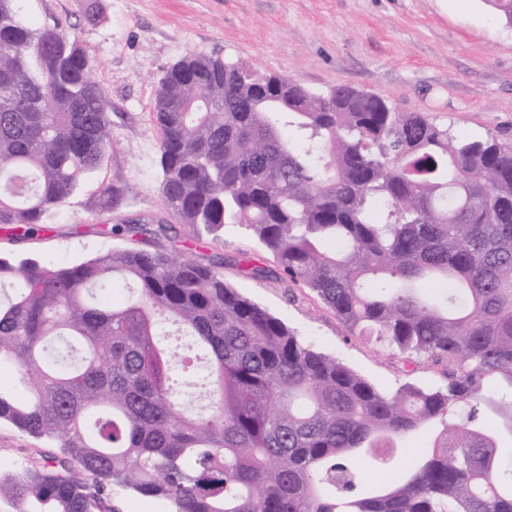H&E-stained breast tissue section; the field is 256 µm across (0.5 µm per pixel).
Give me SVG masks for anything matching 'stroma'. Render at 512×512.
Segmentation results:
<instances>
[{
    "label": "stroma",
    "instance_id": "obj_1",
    "mask_svg": "<svg viewBox=\"0 0 512 512\" xmlns=\"http://www.w3.org/2000/svg\"><path fill=\"white\" fill-rule=\"evenodd\" d=\"M30 24L77 37L105 89L112 143L99 168L44 231L19 242L0 228V255L69 265L113 246L141 247L106 229L127 220L164 219L175 238H193L161 196L160 131L153 106L158 82L189 53L221 56L262 73H278L310 91L345 84L388 98L400 110L423 112L464 140L495 137L512 144V28L484 0H19ZM128 194L109 211L105 189ZM269 266L245 228L225 225L203 236L197 260L224 261V277L306 342L342 360L377 386L435 385L443 369L406 371L399 358L350 335L309 290L276 278L254 281L234 265L240 253ZM53 445L0 422V454L40 461Z\"/></svg>",
    "mask_w": 512,
    "mask_h": 512
}]
</instances>
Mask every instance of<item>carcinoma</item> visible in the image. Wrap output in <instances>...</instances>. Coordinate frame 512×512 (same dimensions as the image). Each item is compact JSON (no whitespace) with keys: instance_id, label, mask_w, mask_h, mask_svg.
I'll use <instances>...</instances> for the list:
<instances>
[{"instance_id":"carcinoma-1","label":"carcinoma","mask_w":512,"mask_h":512,"mask_svg":"<svg viewBox=\"0 0 512 512\" xmlns=\"http://www.w3.org/2000/svg\"><path fill=\"white\" fill-rule=\"evenodd\" d=\"M0 0V225L41 231L111 145L77 38ZM165 207L240 224L347 331L445 383L381 389L186 250L116 247L67 267L0 256V420L63 456L0 474L7 512H116L121 486L173 512H512V145L461 140L352 86L312 92L190 53L159 79ZM168 225L112 226L145 240ZM127 291L119 305L106 298ZM495 416L499 429L484 427ZM443 429L402 481L396 440Z\"/></svg>"}]
</instances>
